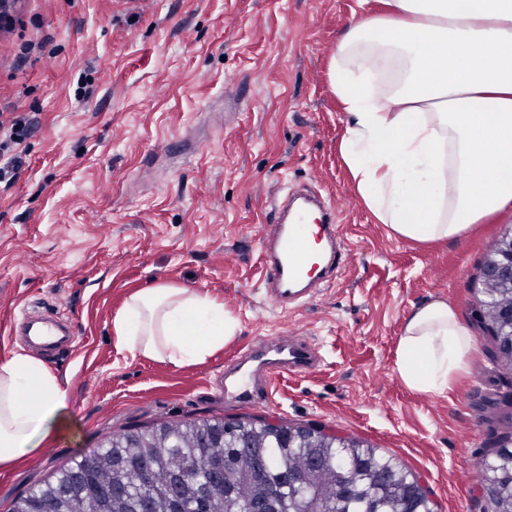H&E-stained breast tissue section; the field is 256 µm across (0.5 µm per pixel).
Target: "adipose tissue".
Masks as SVG:
<instances>
[{
    "label": "adipose tissue",
    "mask_w": 512,
    "mask_h": 512,
    "mask_svg": "<svg viewBox=\"0 0 512 512\" xmlns=\"http://www.w3.org/2000/svg\"><path fill=\"white\" fill-rule=\"evenodd\" d=\"M383 2L388 14L361 13L329 63L347 117L340 153L379 223L415 242L457 240L512 208V0ZM367 42L403 59L396 91L373 94L375 66L351 67V51ZM237 327L208 293L162 285L132 293L112 321L118 348L176 366L204 363ZM473 349L453 306L430 300L406 319L400 377L412 390L443 394ZM67 396L38 356L0 360V465L55 438Z\"/></svg>",
    "instance_id": "1"
}]
</instances>
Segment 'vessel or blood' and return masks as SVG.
I'll return each mask as SVG.
<instances>
[{
  "mask_svg": "<svg viewBox=\"0 0 512 512\" xmlns=\"http://www.w3.org/2000/svg\"><path fill=\"white\" fill-rule=\"evenodd\" d=\"M316 243L321 246L317 255L312 252ZM259 244L266 297L283 310L312 299L320 286L334 283L348 265L349 250L336 222V210L314 191L267 221ZM321 362L314 343L290 334L274 336L245 346L234 356L230 369L234 380L225 393L244 406L268 403L276 380L314 372Z\"/></svg>",
  "mask_w": 512,
  "mask_h": 512,
  "instance_id": "b4317fda",
  "label": "vessel or blood"
}]
</instances>
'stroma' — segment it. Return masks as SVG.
Here are the masks:
<instances>
[{
  "instance_id": "35a3bbf8",
  "label": "stroma",
  "mask_w": 512,
  "mask_h": 512,
  "mask_svg": "<svg viewBox=\"0 0 512 512\" xmlns=\"http://www.w3.org/2000/svg\"><path fill=\"white\" fill-rule=\"evenodd\" d=\"M359 0H18L0 31V116L33 124L15 183L0 188V359L24 317L72 324L44 353L68 389L47 447L0 466V512L131 427L250 417L318 427L396 456L434 512H483L476 461L512 432V370L477 315L479 268L512 211L455 241L417 243L380 224L340 155L346 114L328 64ZM314 187L341 206L346 271L287 313L263 302L259 234L275 197ZM154 285L223 303L235 337L177 367L114 343L125 299ZM448 301L476 344L447 393L410 390L397 364L406 316ZM282 331L323 364L271 403L224 398V365Z\"/></svg>"
}]
</instances>
